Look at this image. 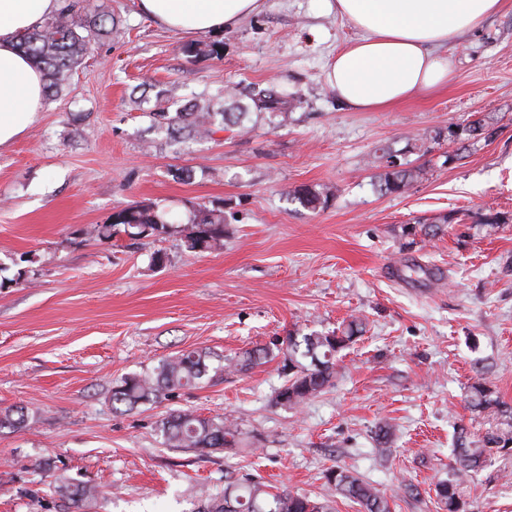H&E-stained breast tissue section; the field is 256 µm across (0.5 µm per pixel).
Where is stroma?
Listing matches in <instances>:
<instances>
[{
	"instance_id": "35a3bbf8",
	"label": "stroma",
	"mask_w": 512,
	"mask_h": 512,
	"mask_svg": "<svg viewBox=\"0 0 512 512\" xmlns=\"http://www.w3.org/2000/svg\"><path fill=\"white\" fill-rule=\"evenodd\" d=\"M89 3L112 14L111 34L0 151L5 277L12 258L33 257L22 282L0 288V411L30 413L0 430V512H74L54 491L60 476L98 486L83 512H197L230 472L322 498L336 465L391 512H441L433 488L459 430L492 426L469 409V385L485 377L512 404V0L448 45L445 89L385 112L355 109L325 83L329 60L362 36L326 0H263L234 28L191 40L136 0ZM190 42L198 56L182 52ZM256 84L287 89L291 107L179 142L153 115ZM477 117L490 137L467 135ZM382 147L421 171L402 193L377 188L368 160ZM303 185L331 188L327 205L301 206ZM133 202L164 210L170 233L87 235ZM199 204L224 209L221 250L185 247ZM445 214L442 233L424 236ZM354 316L363 336L339 352L333 386L301 407L276 403L287 379L276 359L159 403L112 405L122 377L161 359L231 356ZM187 408L236 420L244 441L205 457L167 447L161 419ZM381 424L392 433L383 452ZM466 510L512 512V456L472 475Z\"/></svg>"
}]
</instances>
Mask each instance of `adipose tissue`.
Instances as JSON below:
<instances>
[{
    "mask_svg": "<svg viewBox=\"0 0 512 512\" xmlns=\"http://www.w3.org/2000/svg\"><path fill=\"white\" fill-rule=\"evenodd\" d=\"M62 6L63 0H0V150L45 107L42 74L19 49V38ZM260 6L261 0H138L141 14L188 36L233 28ZM501 7L502 0H336L337 13L362 36L337 52L325 80L362 111L387 110L439 89L451 70L442 46Z\"/></svg>",
    "mask_w": 512,
    "mask_h": 512,
    "instance_id": "adipose-tissue-1",
    "label": "adipose tissue"
}]
</instances>
